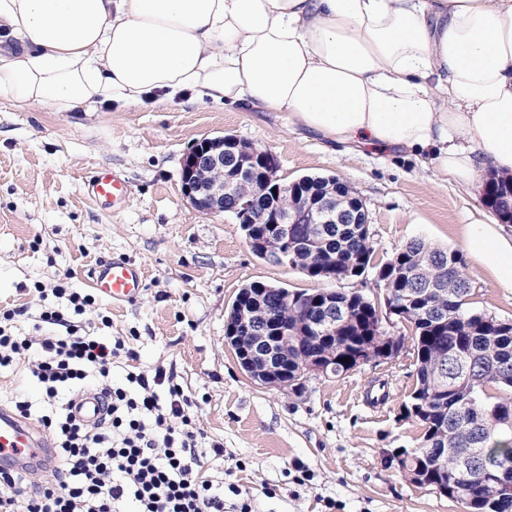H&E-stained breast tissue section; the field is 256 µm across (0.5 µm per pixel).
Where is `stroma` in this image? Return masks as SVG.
Masks as SVG:
<instances>
[{
	"label": "stroma",
	"instance_id": "stroma-1",
	"mask_svg": "<svg viewBox=\"0 0 512 512\" xmlns=\"http://www.w3.org/2000/svg\"><path fill=\"white\" fill-rule=\"evenodd\" d=\"M228 134L271 152L286 181L321 175L347 182L365 207L380 260L414 239L462 249L466 214L484 205L477 189L437 177L426 157L328 149L291 130L284 113L224 109L182 95L160 106L112 103L94 112H42L1 99L0 311L18 310L13 331L22 336L33 335L48 302L92 335L124 339L137 360H115L113 382L133 366L173 371L191 399L205 473L227 503L242 492L254 512H460L434 489L408 482L396 461L421 432L403 415L415 382L411 347L340 379L309 377L298 393L252 381L225 347V319L245 284L337 287L258 258L234 216L200 210L184 196V156L202 138ZM102 167L129 186L114 210L85 196L86 177ZM113 257L145 274L134 302L99 298L77 315L67 298L35 289L60 284L91 293V267ZM464 261L470 307L512 320V292L497 286L482 261ZM27 365L22 358L0 370V406L9 407L14 394L40 407L42 389ZM378 379L387 397L375 405L366 393ZM215 441L223 453L213 451Z\"/></svg>",
	"mask_w": 512,
	"mask_h": 512
}]
</instances>
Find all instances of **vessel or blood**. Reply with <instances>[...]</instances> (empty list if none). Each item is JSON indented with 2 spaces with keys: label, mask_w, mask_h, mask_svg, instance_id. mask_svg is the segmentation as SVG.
<instances>
[{
  "label": "vessel or blood",
  "mask_w": 512,
  "mask_h": 512,
  "mask_svg": "<svg viewBox=\"0 0 512 512\" xmlns=\"http://www.w3.org/2000/svg\"><path fill=\"white\" fill-rule=\"evenodd\" d=\"M88 196L98 204L117 206L125 202L128 188L125 180L108 169H102L85 183ZM91 285L98 295L112 302H132L144 287L142 269L122 258L98 262L91 271ZM74 417L89 425L101 422L105 414L100 391L87 389L73 399ZM52 457L46 437L30 424L0 408V468L22 469Z\"/></svg>",
  "instance_id": "obj_1"
}]
</instances>
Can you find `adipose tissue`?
<instances>
[{
	"label": "adipose tissue",
	"instance_id": "adipose-tissue-1",
	"mask_svg": "<svg viewBox=\"0 0 512 512\" xmlns=\"http://www.w3.org/2000/svg\"><path fill=\"white\" fill-rule=\"evenodd\" d=\"M284 112L346 149L427 154L469 187L512 176V0H0V98ZM478 210L464 246L512 291V242Z\"/></svg>",
	"mask_w": 512,
	"mask_h": 512
}]
</instances>
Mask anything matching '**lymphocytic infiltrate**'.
Segmentation results:
<instances>
[{"label": "lymphocytic infiltrate", "instance_id": "obj_1", "mask_svg": "<svg viewBox=\"0 0 512 512\" xmlns=\"http://www.w3.org/2000/svg\"><path fill=\"white\" fill-rule=\"evenodd\" d=\"M0 315V368L36 351L29 371L44 390L43 427L56 443L50 480L33 484L26 469L0 470V512H252L248 499L225 508L202 471L190 400L173 375L131 371L113 384L112 363L135 354L124 340L83 333L54 306L42 308L35 333L15 336ZM95 377L108 401L103 423L89 429L57 405L60 390Z\"/></svg>", "mask_w": 512, "mask_h": 512}]
</instances>
